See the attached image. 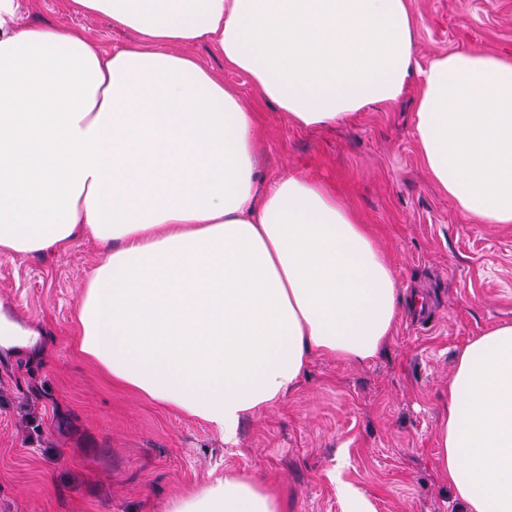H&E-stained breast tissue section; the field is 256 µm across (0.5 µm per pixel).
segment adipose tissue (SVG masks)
<instances>
[{
  "label": "adipose tissue",
  "instance_id": "ef3b65f1",
  "mask_svg": "<svg viewBox=\"0 0 512 512\" xmlns=\"http://www.w3.org/2000/svg\"><path fill=\"white\" fill-rule=\"evenodd\" d=\"M134 31L18 26L0 0V253L103 246L78 308L81 353L113 384L232 439L312 355L373 359L404 302L386 254L328 184L265 176L259 114L195 54L210 45L258 102L331 128L418 82L427 176L463 215L512 224V54L417 59L412 0H69ZM439 470L465 512H512V325L460 353ZM165 512H288L230 472Z\"/></svg>",
  "mask_w": 512,
  "mask_h": 512
}]
</instances>
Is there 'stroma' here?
<instances>
[{"mask_svg": "<svg viewBox=\"0 0 512 512\" xmlns=\"http://www.w3.org/2000/svg\"><path fill=\"white\" fill-rule=\"evenodd\" d=\"M421 62L512 52V0H412ZM31 25L80 29L104 52L136 35L38 0ZM415 86L333 128H298L260 105L259 169L336 186L388 255L405 297L378 355H313L296 388L249 415L234 440L112 386L75 345L78 306L101 247L80 238L44 259L0 255V310L46 330L44 351L0 347V512H164L228 472L278 488L288 512H347L342 485L374 512H463L439 465L438 425L461 350L512 324V224H474L424 173Z\"/></svg>", "mask_w": 512, "mask_h": 512, "instance_id": "obj_1", "label": "stroma"}]
</instances>
